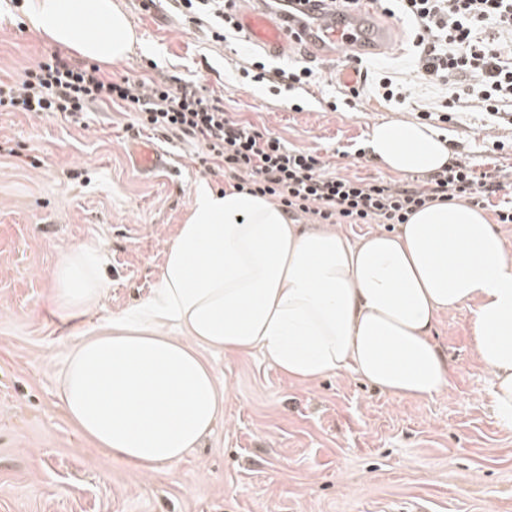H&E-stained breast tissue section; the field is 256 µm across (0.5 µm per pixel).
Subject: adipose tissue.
I'll return each instance as SVG.
<instances>
[{
    "label": "adipose tissue",
    "instance_id": "obj_1",
    "mask_svg": "<svg viewBox=\"0 0 512 512\" xmlns=\"http://www.w3.org/2000/svg\"><path fill=\"white\" fill-rule=\"evenodd\" d=\"M24 16L50 45L102 64L139 42L117 0H25ZM369 146L398 173L451 160L429 127L399 120L375 125ZM52 279L65 318L97 311V253L74 246ZM463 308L493 410L511 429L512 252L483 210L435 203L397 232L353 240L338 225L297 224L267 198L202 182L151 295L73 344L61 399L97 447L143 473L172 475L224 409L199 347L260 352L298 384L350 372L391 397L427 399L450 377L433 332Z\"/></svg>",
    "mask_w": 512,
    "mask_h": 512
}]
</instances>
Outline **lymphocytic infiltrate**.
I'll use <instances>...</instances> for the list:
<instances>
[{"label":"lymphocytic infiltrate","mask_w":512,"mask_h":512,"mask_svg":"<svg viewBox=\"0 0 512 512\" xmlns=\"http://www.w3.org/2000/svg\"><path fill=\"white\" fill-rule=\"evenodd\" d=\"M387 15L412 29L417 79L445 90L437 111L424 121L448 122L460 104L475 103L490 116L512 103V0H384ZM214 41L238 37L234 0H171ZM242 79L265 84L272 95L303 88L310 67L267 66L246 57ZM115 105L150 131H164L199 147L201 167L223 164L238 190L280 205L292 220L317 224H404L434 202L464 201L482 207L502 191L497 176L475 174L462 161L426 174L421 183L348 178L330 172L315 152L288 146L279 136L235 119L207 100L199 86L179 78L146 81L105 76L100 65L75 62L56 52L26 68L21 80L0 81V112H42L76 120L92 104Z\"/></svg>","instance_id":"lymphocytic-infiltrate-1"}]
</instances>
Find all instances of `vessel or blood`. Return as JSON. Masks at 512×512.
Instances as JSON below:
<instances>
[{"instance_id":"1","label":"vessel or blood","mask_w":512,"mask_h":512,"mask_svg":"<svg viewBox=\"0 0 512 512\" xmlns=\"http://www.w3.org/2000/svg\"><path fill=\"white\" fill-rule=\"evenodd\" d=\"M379 10V0H356L348 10L332 6L309 14L293 31L277 18L260 11H238L237 19L245 42L272 55L281 54L291 45H307L324 52L336 47L359 50L371 41L363 21ZM130 152L142 170L157 171L167 166L164 156L149 143L133 142Z\"/></svg>"}]
</instances>
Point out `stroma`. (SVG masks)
Wrapping results in <instances>:
<instances>
[{
	"label": "stroma",
	"instance_id": "stroma-1",
	"mask_svg": "<svg viewBox=\"0 0 512 512\" xmlns=\"http://www.w3.org/2000/svg\"><path fill=\"white\" fill-rule=\"evenodd\" d=\"M119 2L140 42L109 74L196 82L234 118L316 152L342 176L400 180L356 151L374 125L415 122L438 99L422 81L402 105L376 94V78L401 84L409 74L410 33L394 18L368 20L385 38L362 52L370 84L356 107L326 106L344 91L348 52L297 49L274 59L321 72L297 112L239 79L243 43L212 42L166 2L150 12L140 0ZM50 52L0 14V80L20 79ZM435 131L454 159L502 176L487 216L512 201V124L469 107ZM136 139L166 154L168 168L137 169L129 150ZM496 139L504 149L493 150ZM196 153L171 135L137 131L115 107H93L76 122L0 112V512H512V429L492 410L465 308L435 328L451 372L448 388L427 400L390 397L346 372L301 385L259 353L205 349L230 390L220 422L176 475L138 471L79 432L61 400L71 344L150 295L196 185L230 184L222 169L195 163ZM78 244L102 255L106 288L96 315L67 320L50 300L51 274Z\"/></svg>",
	"mask_w": 512,
	"mask_h": 512
}]
</instances>
